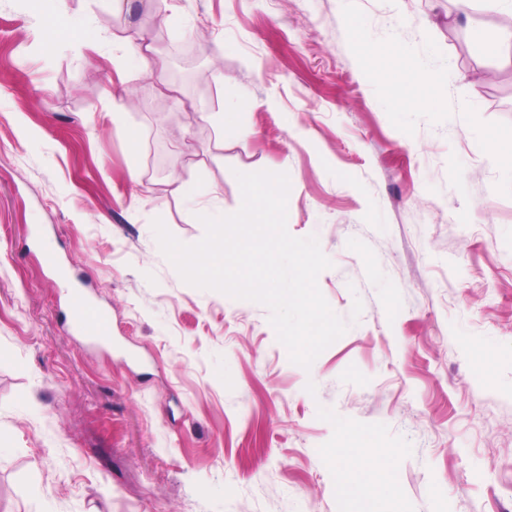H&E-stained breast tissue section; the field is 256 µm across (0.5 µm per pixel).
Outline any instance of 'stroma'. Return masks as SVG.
Masks as SVG:
<instances>
[{"instance_id":"35a3bbf8","label":"stroma","mask_w":512,"mask_h":512,"mask_svg":"<svg viewBox=\"0 0 512 512\" xmlns=\"http://www.w3.org/2000/svg\"><path fill=\"white\" fill-rule=\"evenodd\" d=\"M475 10L0 0V512H512V175L484 142L512 130V65L472 36L502 7ZM358 30L409 49L447 111L398 117ZM142 42L150 73L119 62ZM262 170L288 174L287 230L317 237L349 324L307 369L267 307L186 284L152 228L198 242L179 182L231 214ZM73 288L111 342L71 328Z\"/></svg>"}]
</instances>
